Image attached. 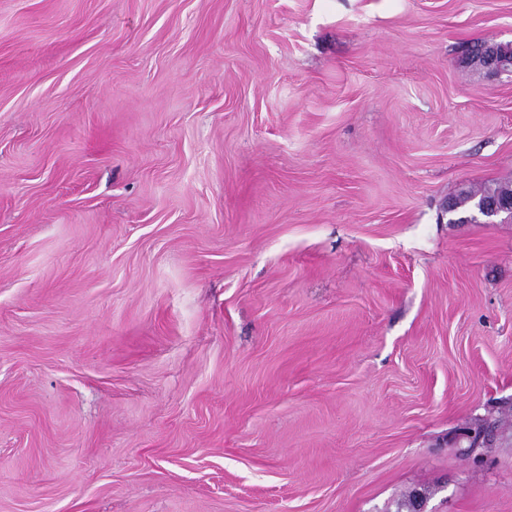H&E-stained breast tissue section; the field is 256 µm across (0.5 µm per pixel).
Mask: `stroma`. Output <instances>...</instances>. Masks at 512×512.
Instances as JSON below:
<instances>
[{"mask_svg":"<svg viewBox=\"0 0 512 512\" xmlns=\"http://www.w3.org/2000/svg\"><path fill=\"white\" fill-rule=\"evenodd\" d=\"M512 0H0V512H512ZM509 197L504 199L491 197ZM512 182L495 183L492 185L484 186L477 190L462 191L456 196L455 208L452 212H458L460 209H464L468 213L474 214V205L479 200L487 199L478 207V211L481 215L486 218L485 224H495L494 218L501 213H507L503 215L501 220H512Z\"/></svg>","mask_w":512,"mask_h":512,"instance_id":"obj_1","label":"stroma"}]
</instances>
